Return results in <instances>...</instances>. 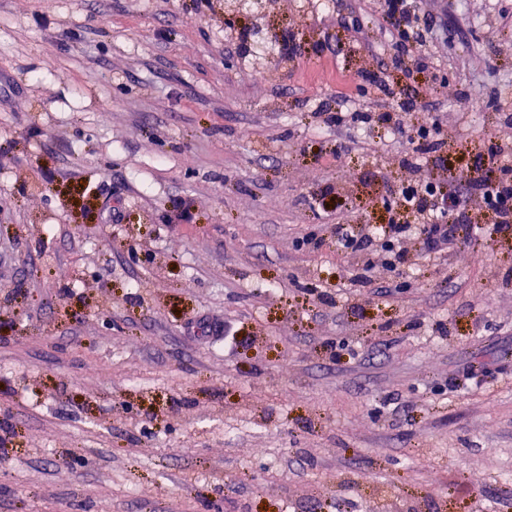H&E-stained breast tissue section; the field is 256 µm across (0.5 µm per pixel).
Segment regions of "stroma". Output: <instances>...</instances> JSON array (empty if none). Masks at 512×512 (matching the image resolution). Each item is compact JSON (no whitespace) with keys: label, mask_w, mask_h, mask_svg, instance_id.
Wrapping results in <instances>:
<instances>
[{"label":"stroma","mask_w":512,"mask_h":512,"mask_svg":"<svg viewBox=\"0 0 512 512\" xmlns=\"http://www.w3.org/2000/svg\"><path fill=\"white\" fill-rule=\"evenodd\" d=\"M381 6L0 0V512H512V238L374 251L369 288L336 246L440 164L321 117L405 87ZM418 7L441 73L405 122L481 225L512 0ZM437 131L438 127L435 123L430 127L422 124L414 133L408 135L409 143L412 145L411 151L405 155V163L408 166L417 168L421 158H425L426 154L432 151L436 152L441 148L442 143H438L440 140L434 139V134H438Z\"/></svg>","instance_id":"1"}]
</instances>
